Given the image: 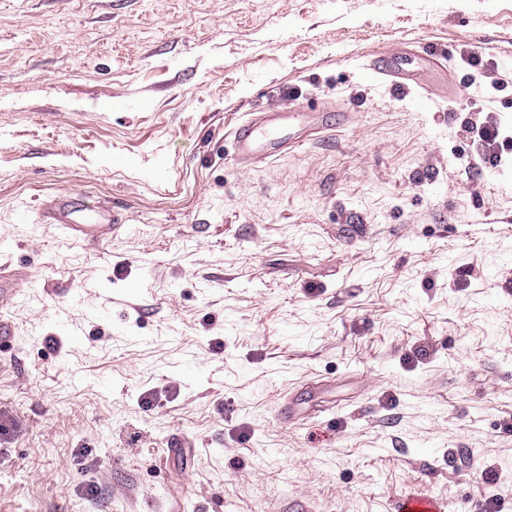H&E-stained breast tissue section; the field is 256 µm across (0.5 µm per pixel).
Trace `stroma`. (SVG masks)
Here are the masks:
<instances>
[{"label":"stroma","mask_w":512,"mask_h":512,"mask_svg":"<svg viewBox=\"0 0 512 512\" xmlns=\"http://www.w3.org/2000/svg\"><path fill=\"white\" fill-rule=\"evenodd\" d=\"M271 102L348 118L239 161ZM3 263L0 512H512V0H0ZM413 55L420 60L421 73H431L439 67L436 60L437 54L427 52L424 56H418L398 48L389 49L381 53L369 63V69L376 75L391 78L393 85H403L408 80H415L414 74L408 71L410 56ZM419 76V77H420ZM500 131L497 123L493 120L486 121L485 124L477 130V143L480 150V158L484 162L493 163L494 158H498V150L504 146L499 141ZM75 201L76 199L70 195H65L46 214L54 224H61L63 234L67 238L97 243L107 239L112 232L122 226L118 224L120 218L118 214L113 213L112 207L95 211L97 224H79L75 214L81 210Z\"/></svg>","instance_id":"obj_1"}]
</instances>
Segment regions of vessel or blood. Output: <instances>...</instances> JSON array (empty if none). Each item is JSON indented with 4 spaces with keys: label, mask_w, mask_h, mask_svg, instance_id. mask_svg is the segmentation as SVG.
Listing matches in <instances>:
<instances>
[{
    "label": "vessel or blood",
    "mask_w": 512,
    "mask_h": 512,
    "mask_svg": "<svg viewBox=\"0 0 512 512\" xmlns=\"http://www.w3.org/2000/svg\"><path fill=\"white\" fill-rule=\"evenodd\" d=\"M409 58V52L389 49L374 58L369 68L376 75L391 79L393 84L402 85L412 78L408 70ZM290 119L287 112H266L238 125L233 138L237 155L244 160L265 159L283 148L299 145L301 139L291 132ZM77 211L74 198L66 195L54 204L47 216L61 225L66 237L89 242L103 241L119 227L120 218L112 210H98L97 221L93 224L78 223Z\"/></svg>",
    "instance_id": "vessel-or-blood-1"
}]
</instances>
